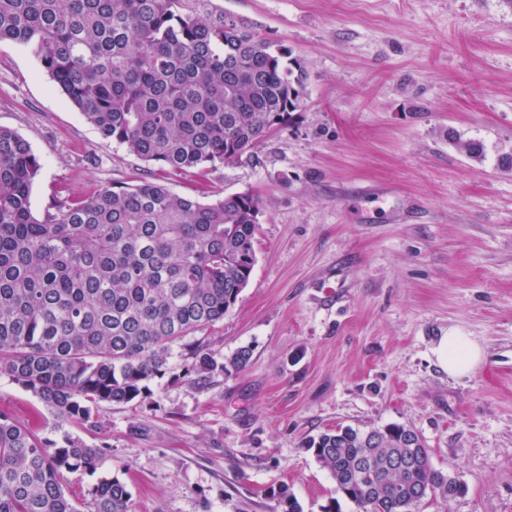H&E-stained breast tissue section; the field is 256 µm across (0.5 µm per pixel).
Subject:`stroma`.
I'll use <instances>...</instances> for the list:
<instances>
[{"label":"stroma","mask_w":512,"mask_h":512,"mask_svg":"<svg viewBox=\"0 0 512 512\" xmlns=\"http://www.w3.org/2000/svg\"><path fill=\"white\" fill-rule=\"evenodd\" d=\"M304 60L284 127L206 176L165 177L209 200L261 204L257 261L233 309L201 331L241 370L200 385L176 347L145 398L99 404L96 426L58 418L0 370V411L47 444L104 449L62 472L90 512L104 477L132 512H272L288 487L303 512L339 500L308 439L405 425L433 466L466 486L416 512H512V0H201ZM0 126L42 162L35 215L70 196L161 176L104 139L29 49L0 42ZM483 145L481 157L459 141ZM484 360L455 380L433 348L448 329ZM341 512H356L348 501Z\"/></svg>","instance_id":"obj_1"}]
</instances>
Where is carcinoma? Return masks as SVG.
<instances>
[{"label":"carcinoma","instance_id":"1","mask_svg":"<svg viewBox=\"0 0 512 512\" xmlns=\"http://www.w3.org/2000/svg\"><path fill=\"white\" fill-rule=\"evenodd\" d=\"M189 0H0V42L33 53L100 134L163 173L239 160L286 123L307 67L228 15ZM40 158L0 127V367L55 414L95 425L92 407L127 404L164 374L172 349L221 320L256 264L260 205L250 194L204 202L158 179L68 198L34 215ZM198 380L247 366L189 346ZM356 512H413L448 499L418 432L338 427L308 441ZM101 448L50 447L0 412V512H81L59 480L93 471ZM93 512H131L117 478L92 492ZM274 512H302L283 487Z\"/></svg>","mask_w":512,"mask_h":512}]
</instances>
